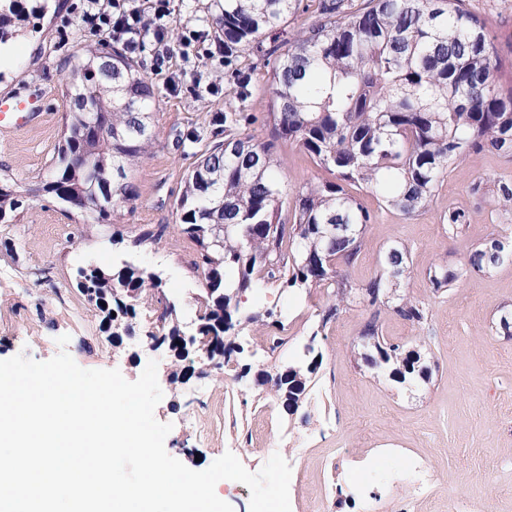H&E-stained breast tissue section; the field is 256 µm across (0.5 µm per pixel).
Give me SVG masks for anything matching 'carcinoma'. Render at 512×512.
Instances as JSON below:
<instances>
[{
  "mask_svg": "<svg viewBox=\"0 0 512 512\" xmlns=\"http://www.w3.org/2000/svg\"><path fill=\"white\" fill-rule=\"evenodd\" d=\"M213 2L224 36V80L237 105L210 122V143L185 177L176 213L197 247L194 270L207 287L224 290V301L201 302L192 349L180 343L175 307L165 305L153 337L173 357V383L185 377L184 361L202 349L219 368L238 361L239 352L224 343L226 323L283 327L269 312L238 317L233 301L261 281L330 292L334 304L324 325L353 302L345 268L361 252L372 217L350 188L364 186L385 208L413 216L434 200L448 168L466 152L512 156V88L500 82L501 60L485 21L464 0H320L318 18L288 47L271 46L263 61L271 67L272 94L263 122L334 175L299 189L288 204L275 144H258L246 133L257 121L245 108L258 69L246 51L296 15L301 0ZM16 21H25L19 0H0V44L13 37ZM70 75L63 141L40 191L105 224L138 198L130 166L155 141L154 90L124 43L110 52L87 50ZM83 95L100 122L112 127V139L92 137ZM88 166L112 174L111 196L91 188ZM491 192V206L512 208V181H497ZM22 205L13 186L0 184V219ZM466 222L465 213H449L448 237L462 238ZM505 263H512V246L493 235L468 248L461 267L434 266L426 276L437 294ZM408 273V251L392 246L377 274L359 287L375 314L354 358L398 384L428 383L432 369L421 353L379 334L383 312L417 323L426 317L424 303L398 294ZM76 288L102 322L131 330L141 310L163 296L160 279L131 265L115 273L96 267ZM320 365L317 359L302 368L262 371L257 382L293 414Z\"/></svg>",
  "mask_w": 512,
  "mask_h": 512,
  "instance_id": "obj_1",
  "label": "carcinoma"
}]
</instances>
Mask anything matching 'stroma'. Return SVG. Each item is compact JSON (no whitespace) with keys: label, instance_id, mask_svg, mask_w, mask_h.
Returning a JSON list of instances; mask_svg holds the SVG:
<instances>
[{"label":"stroma","instance_id":"35a3bbf8","mask_svg":"<svg viewBox=\"0 0 512 512\" xmlns=\"http://www.w3.org/2000/svg\"><path fill=\"white\" fill-rule=\"evenodd\" d=\"M58 3L45 16H30L18 35L0 45V95L36 96L42 106L26 132L0 126V177H9L24 194L22 207L0 221V360L20 353L49 360L62 349L58 337L66 335L70 341L63 349L80 367L116 369L134 381L149 361L172 364L171 356L139 342L153 313H142L134 338L112 346L74 275L88 264L109 271L134 263L161 278L182 330L194 328L205 282L191 266L196 246L182 233L175 209L194 158L183 154L177 137L206 126L234 102L218 50L217 10L213 0H170L165 23L176 28V36L146 37L138 58L155 90L157 138L132 171L138 199L110 223L95 224L67 214L38 190L65 130L64 75L74 55L112 42L80 21L90 6L108 9V0ZM466 3L485 20L502 60V81L512 85V0ZM277 157L286 193L330 178L293 145L278 143ZM502 178L512 179V158L469 152L450 167L433 202L413 217L380 209L369 192H356L374 221L363 231L361 254L347 278L361 286L389 246L407 249L411 272L401 293L424 301L427 317L411 323L384 313L379 323L385 339L421 351L432 368L430 383L398 384L355 364L353 352L361 347L372 307L355 304L326 322L322 315L332 303L326 292L266 283L246 291L239 310L273 312L286 328L281 349L267 357L265 331L243 324L233 340L244 347L249 372L198 358L188 379L161 381L163 398L154 415L172 426L167 453L203 470L230 452L253 473L281 454L293 473L291 512H448L462 499L476 512H512V335L493 327L512 311V264L469 276L440 296L432 294L426 277L435 265L460 266L467 247L490 234L512 237V211L493 209L473 192L476 183L490 186ZM455 209L468 216L459 241L444 231ZM158 227L164 230L160 242L134 246L144 231ZM308 343L322 363L291 416L256 385L255 373L301 365ZM340 448L351 449V461L337 459ZM414 457L428 463L435 485L429 501L404 510L400 503L410 494L406 470Z\"/></svg>","mask_w":512,"mask_h":512}]
</instances>
